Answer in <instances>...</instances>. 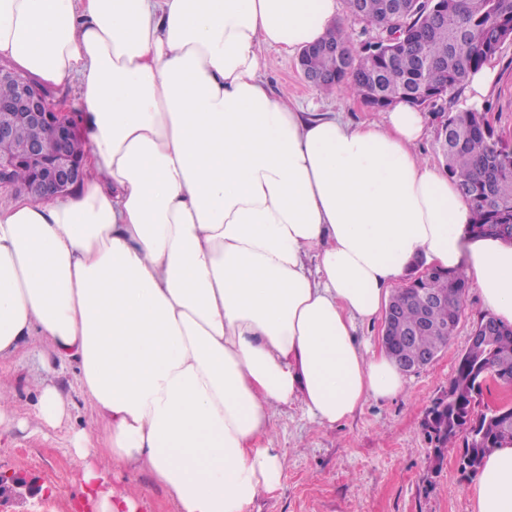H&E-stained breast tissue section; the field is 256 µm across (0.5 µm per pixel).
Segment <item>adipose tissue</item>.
<instances>
[{
  "label": "adipose tissue",
  "mask_w": 512,
  "mask_h": 512,
  "mask_svg": "<svg viewBox=\"0 0 512 512\" xmlns=\"http://www.w3.org/2000/svg\"><path fill=\"white\" fill-rule=\"evenodd\" d=\"M345 19L337 0H0V58L83 109L87 176L0 205V358L32 339L78 370L108 433L93 478L148 469L178 512H250L286 472L275 414L345 421L404 373L359 341L393 283L465 268L512 323V245L469 231L424 162L421 112L353 124L271 96L270 51ZM474 512H512V447Z\"/></svg>",
  "instance_id": "1"
}]
</instances>
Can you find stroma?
Returning a JSON list of instances; mask_svg holds the SVG:
<instances>
[{
	"mask_svg": "<svg viewBox=\"0 0 512 512\" xmlns=\"http://www.w3.org/2000/svg\"><path fill=\"white\" fill-rule=\"evenodd\" d=\"M491 65L495 79L487 96L495 108L490 119L512 141V42ZM265 80L273 96L311 103L323 112H341L351 120L382 115L350 103L340 89L312 87L293 55L281 58ZM485 313L479 288L469 285L455 334L435 361L407 374L401 394L367 400L342 423L319 426L296 406L277 413L272 445L287 453L288 470L281 489L261 495L252 512H473L457 449H449L440 470H433L421 420L432 400L447 393L473 326ZM47 355L46 344L37 340L0 360V379L13 387L15 421L32 412L39 383L57 386L70 407V420L60 428L0 425V472L23 476L33 486L22 496L0 500V512H104L106 503L130 492L137 495L135 512H177L165 490L143 470H119L86 482L94 459L78 456L72 437L84 430L101 439L105 432L81 399L73 367L46 373Z\"/></svg>",
	"mask_w": 512,
	"mask_h": 512,
	"instance_id": "obj_1",
	"label": "stroma"
}]
</instances>
